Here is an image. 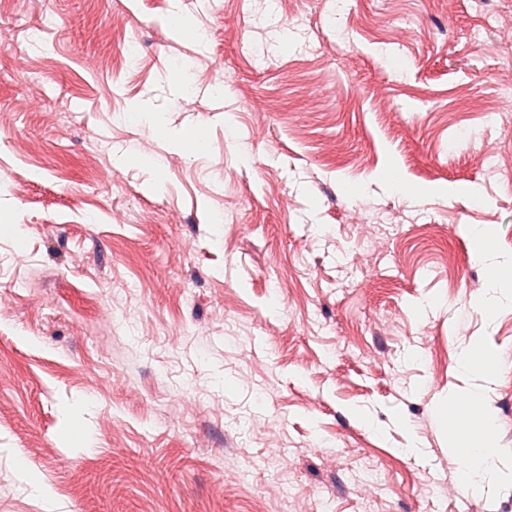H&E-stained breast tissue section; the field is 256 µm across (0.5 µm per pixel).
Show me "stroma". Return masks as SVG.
<instances>
[{
    "mask_svg": "<svg viewBox=\"0 0 512 512\" xmlns=\"http://www.w3.org/2000/svg\"><path fill=\"white\" fill-rule=\"evenodd\" d=\"M181 7L0 6V512H512V0ZM474 349H479L480 351V357L478 359L473 357L472 351ZM462 359L468 367L480 370L484 376L492 375L497 363L496 354L490 350H484L480 345H474L469 350L465 351L462 355ZM468 400H470L468 406L462 409L482 415L478 427L462 424L461 415L447 416L448 428L457 435V442L453 448L461 463V480L465 487L471 485L479 463L497 455L496 448L491 451L493 441L491 415L485 410L479 395L472 394Z\"/></svg>",
    "mask_w": 512,
    "mask_h": 512,
    "instance_id": "stroma-1",
    "label": "stroma"
}]
</instances>
